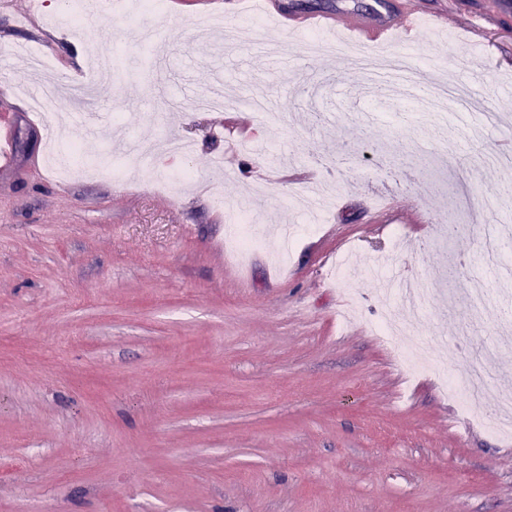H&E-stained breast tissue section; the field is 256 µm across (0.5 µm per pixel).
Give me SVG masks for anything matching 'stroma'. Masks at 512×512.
Segmentation results:
<instances>
[{"label":"stroma","instance_id":"1","mask_svg":"<svg viewBox=\"0 0 512 512\" xmlns=\"http://www.w3.org/2000/svg\"><path fill=\"white\" fill-rule=\"evenodd\" d=\"M167 2L111 0L75 29L66 0L33 25L31 0H0V117L38 133L0 172V512H512V435L448 395L512 309V242L483 259L484 227H512V168L485 161L512 149V13L476 46L499 0H392L422 20L382 53L428 88L468 86L481 115L463 124L459 104L438 121L426 97L369 84L356 45L310 56L300 0L225 38V0ZM74 41L89 60L124 49L82 99L57 70ZM273 41L301 65L275 67ZM34 80L83 173L45 165ZM219 84L233 109L180 107ZM257 99L286 123L258 127ZM218 130L267 150L226 154ZM186 164L195 183L158 189ZM386 196L429 222L379 228L367 205ZM233 204L256 218L242 261ZM436 218L463 230L440 240ZM391 321L407 327L393 344ZM421 344L409 374L400 349Z\"/></svg>","mask_w":512,"mask_h":512}]
</instances>
